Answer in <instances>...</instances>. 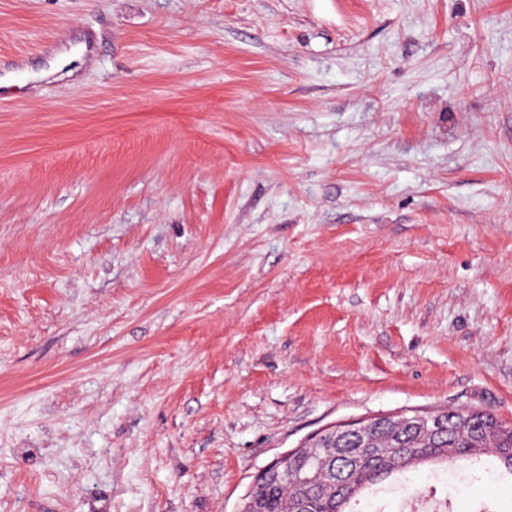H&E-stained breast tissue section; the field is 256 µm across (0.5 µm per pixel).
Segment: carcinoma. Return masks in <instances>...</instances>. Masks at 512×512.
Instances as JSON below:
<instances>
[{
  "label": "carcinoma",
  "mask_w": 512,
  "mask_h": 512,
  "mask_svg": "<svg viewBox=\"0 0 512 512\" xmlns=\"http://www.w3.org/2000/svg\"><path fill=\"white\" fill-rule=\"evenodd\" d=\"M393 423L398 431L396 441L388 442L381 429L372 436L373 446L387 448L389 452L381 457H360L357 488L335 485L331 477V484L322 489L308 512H348L346 506L350 501L371 486L390 478L399 482L425 462L446 465L454 459L472 461L478 455H490L499 462L498 476L512 478V425L504 424L490 412L455 408L448 412L443 430L436 434L407 425L403 415L393 417ZM351 452L353 449L344 445L324 455V459L333 473L342 477L348 470ZM318 467V462L302 457L294 462L288 476L256 487L252 498L262 502L261 512H296L297 501L307 493L301 477Z\"/></svg>",
  "instance_id": "cac0c4a2"
}]
</instances>
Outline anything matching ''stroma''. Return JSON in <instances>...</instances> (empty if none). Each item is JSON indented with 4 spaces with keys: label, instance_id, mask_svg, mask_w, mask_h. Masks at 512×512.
Instances as JSON below:
<instances>
[{
    "label": "stroma",
    "instance_id": "35a3bbf8",
    "mask_svg": "<svg viewBox=\"0 0 512 512\" xmlns=\"http://www.w3.org/2000/svg\"><path fill=\"white\" fill-rule=\"evenodd\" d=\"M0 512H237L333 423L512 422V0H0ZM508 505L466 460L361 512Z\"/></svg>",
    "mask_w": 512,
    "mask_h": 512
}]
</instances>
